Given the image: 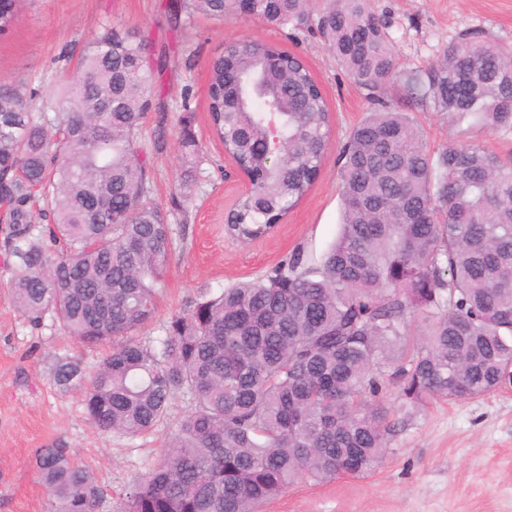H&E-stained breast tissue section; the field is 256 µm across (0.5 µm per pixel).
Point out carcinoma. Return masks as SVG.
<instances>
[{
	"label": "carcinoma",
	"mask_w": 512,
	"mask_h": 512,
	"mask_svg": "<svg viewBox=\"0 0 512 512\" xmlns=\"http://www.w3.org/2000/svg\"><path fill=\"white\" fill-rule=\"evenodd\" d=\"M317 29L377 111L342 153L341 224L316 264L302 251L265 277L204 296L157 336L142 332L173 250L153 199L142 126L154 87L144 47L107 28L46 109L0 84V202L13 258L11 293L29 322L47 313L85 346L112 344L83 394L97 430L154 431L188 397L160 458L119 494L116 512H254L298 479L361 475L394 431L386 394L457 401L512 381V159L452 138L427 148L406 112L378 98L395 77L369 0H318ZM239 0H183L222 21ZM311 0H248L253 19L294 27ZM457 125L512 133V47L461 37L406 78ZM210 128L251 178L226 224L246 243L267 236L305 196L329 146L330 110L302 59L261 41L213 60ZM180 145L200 158L191 125ZM40 188L52 225L35 224ZM422 330L408 336L410 321ZM60 361L56 385L82 378ZM34 473L51 512H98L93 475L58 444Z\"/></svg>",
	"instance_id": "carcinoma-1"
}]
</instances>
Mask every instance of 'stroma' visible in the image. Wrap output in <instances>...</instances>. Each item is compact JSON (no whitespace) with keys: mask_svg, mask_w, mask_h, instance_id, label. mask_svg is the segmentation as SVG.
Wrapping results in <instances>:
<instances>
[{"mask_svg":"<svg viewBox=\"0 0 512 512\" xmlns=\"http://www.w3.org/2000/svg\"><path fill=\"white\" fill-rule=\"evenodd\" d=\"M178 0H24L12 27L0 33V82L34 93V107L55 98L76 70L87 43L117 27L143 39L151 55L166 54L155 78L142 133L151 163L153 198L175 229L174 252L148 330L188 312L202 295L264 275L294 251L321 255L339 231V157L351 130L372 104L347 77L315 24L281 28L261 20L216 22L197 15L169 22ZM386 23L397 78L385 98L409 112L431 151L455 135L433 105L407 102L403 82L438 62L462 35L512 45V0H371ZM263 40L300 56L332 116L331 140L316 180L265 238L240 243L224 231L238 195L234 166L210 130L209 69L225 43ZM190 116L202 146L192 203L176 207L181 172V119ZM12 260L0 243V512H49L50 499L32 467L36 449L63 443L103 492L99 512L136 484L169 440V427L130 439L88 422L81 389L53 381L59 360L80 358L93 371L105 348H87L44 317L30 324L10 292ZM396 430L383 459L361 476L315 483L301 479L256 512H512V387L458 400L411 406L389 395Z\"/></svg>","mask_w":512,"mask_h":512,"instance_id":"35a3bbf8","label":"stroma"}]
</instances>
